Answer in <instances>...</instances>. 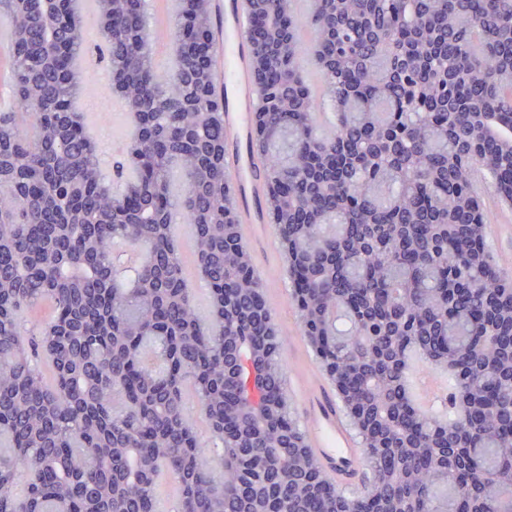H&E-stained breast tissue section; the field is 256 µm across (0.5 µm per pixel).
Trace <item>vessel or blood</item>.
I'll use <instances>...</instances> for the list:
<instances>
[{
  "mask_svg": "<svg viewBox=\"0 0 512 512\" xmlns=\"http://www.w3.org/2000/svg\"><path fill=\"white\" fill-rule=\"evenodd\" d=\"M249 27L245 0H224L218 14L220 37L212 43V58L220 74L217 90L224 97V139L233 147L225 157V167L239 200L243 236L251 242L263 218L251 205L261 184L251 149L256 104ZM292 399L309 427L308 443L322 462L326 478L338 490L360 491L367 478L361 466V449L336 407L331 388L324 383L312 387L298 378L293 384Z\"/></svg>",
  "mask_w": 512,
  "mask_h": 512,
  "instance_id": "obj_1",
  "label": "vessel or blood"
}]
</instances>
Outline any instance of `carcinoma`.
Wrapping results in <instances>:
<instances>
[{
  "mask_svg": "<svg viewBox=\"0 0 512 512\" xmlns=\"http://www.w3.org/2000/svg\"><path fill=\"white\" fill-rule=\"evenodd\" d=\"M211 2L182 0L190 29L170 32L171 72L146 49L148 0H97L113 37L96 72L73 68L89 45L70 0L50 16L29 0L21 53L0 48L17 87L0 142L20 182L0 186V512H159L163 476L178 488L172 512H512V274L472 186L479 167L512 201V0H309L319 88L301 73L293 0H247L252 45L280 60L255 74L258 111L276 89L255 139L263 206L292 253L303 333L356 402L372 478L353 497L305 444L242 241ZM91 83L137 125L123 148L137 180L119 194L102 188L101 150L71 109ZM323 102L336 121L319 135ZM177 217L193 227L207 323ZM45 303L52 319L25 328ZM415 347L448 365V393L473 384L468 417L415 403Z\"/></svg>",
  "mask_w": 512,
  "mask_h": 512,
  "instance_id": "obj_1",
  "label": "carcinoma"
}]
</instances>
